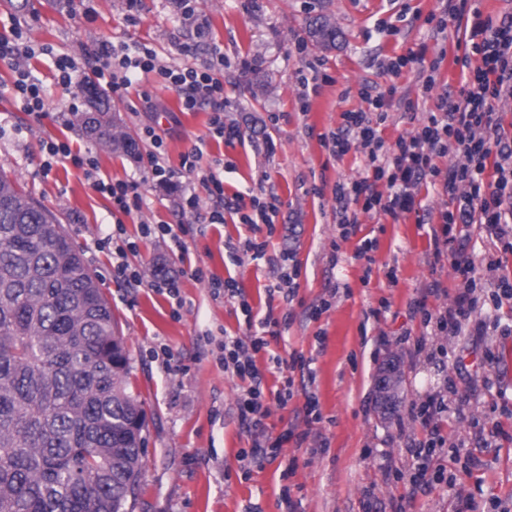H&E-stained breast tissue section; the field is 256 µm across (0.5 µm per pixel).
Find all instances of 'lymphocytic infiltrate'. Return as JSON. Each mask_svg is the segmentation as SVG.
<instances>
[{
    "label": "lymphocytic infiltrate",
    "instance_id": "f902f5d3",
    "mask_svg": "<svg viewBox=\"0 0 512 512\" xmlns=\"http://www.w3.org/2000/svg\"><path fill=\"white\" fill-rule=\"evenodd\" d=\"M467 4L468 0H446L434 26L435 32L441 34L449 20L470 22L464 40L478 55L479 63L463 72L458 92L434 94V74L423 76L421 97L433 99L434 107L423 113L411 132L388 148L379 135L380 127L389 118L385 96L374 93L372 87H363L361 95L368 102V109L343 112L341 125L324 139L332 156H344L356 143L368 159L362 178L337 182L333 188L340 207L337 222L340 239H347L357 224L356 215L347 209L348 203L360 204L362 212L396 220L412 213L421 214L423 206L417 193L420 186L438 185L448 195L451 206L441 211L437 225L431 228V238L434 246L447 248L451 266L461 280L460 288L448 308L423 314L425 326L448 334L454 332L460 319L473 309L472 293L476 286L472 262L451 247L452 230L484 224L512 248V136L505 131L493 107L496 101L512 99V13L485 17L480 11H468ZM53 51L49 44L32 49L23 29L17 25L0 32V63L7 64L15 73L14 102L21 111L37 120L47 115L45 96L24 60L35 52L54 55ZM90 57L98 81L103 82L113 96L124 98L139 74L152 73L162 85L178 93L182 111L210 107L211 137L227 141L240 138L236 127L224 123L223 53H216L210 66L196 68L167 63L144 44L119 47L103 42L92 50ZM140 138L148 146L146 159L153 179L166 184L175 173L181 172L208 185L217 202L210 221L223 223L225 163L216 158L208 169L199 168L205 140L196 139L183 154L179 169L175 170L166 162L163 134L148 125L142 128ZM451 145L456 146L463 160L447 169H439L433 158ZM41 150L43 172H50L60 163H71L83 169L87 178L92 179L95 190L107 195L116 211L129 215L141 209V182L101 178L97 158L92 152L73 151L69 142L51 136L42 140ZM266 345V339L261 336H228L223 343L225 371L248 383L239 397L240 417L248 429L255 431L264 430L271 404L286 406L293 395L292 386L287 383L277 389L273 397H266L263 373L254 359ZM443 409V400L436 393L428 394L424 401L412 406L413 418L427 432L426 441L414 450L416 457H432L435 449L442 447L435 416Z\"/></svg>",
    "mask_w": 512,
    "mask_h": 512
}]
</instances>
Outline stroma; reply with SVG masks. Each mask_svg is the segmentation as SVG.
<instances>
[{"label": "stroma", "instance_id": "35a3bbf8", "mask_svg": "<svg viewBox=\"0 0 512 512\" xmlns=\"http://www.w3.org/2000/svg\"><path fill=\"white\" fill-rule=\"evenodd\" d=\"M15 2L0 0V21L15 20L31 44L74 57L80 81L92 74L87 52L102 41L145 44L166 62L197 68L220 48L224 120L239 129L240 139L209 138V108L181 111L177 93L151 73L141 75L126 98L112 99L113 113L135 138L146 124L166 130L172 169L202 136L206 158L232 163L224 172L226 196L247 200L271 190L283 202L273 236L255 234L267 243L263 258L225 249V242L252 234L230 210L223 223H210L214 202L204 186L196 188L199 209L182 214L181 183H156L139 160L101 150L81 126L56 120L74 92L57 83L50 59L31 62L49 112L39 122L17 108L12 71L0 64V167L59 218L96 276L131 357L130 386L145 403L133 512H282L286 489L295 512H468L471 497L512 512V302L497 306L490 299L500 278H512V252L486 225H470L459 245L475 264V307L453 334L425 328L420 308L445 309L458 288L447 256L436 255L430 239L429 225L448 197L420 190L429 224L412 214L394 220L362 213L354 234L338 240L333 188L336 181L360 178L365 158L356 150L332 157L319 139L338 127L342 112L362 108V85L389 96V118L380 128L389 146L414 127L406 102L420 113L429 108L418 92L421 71L438 66L439 90H459L462 30L452 19L436 37L429 21L442 11L441 0H193L189 15L180 0H28L22 11ZM320 13L341 32L330 50L307 39L306 22ZM412 52L421 60L400 75L384 73L386 59ZM312 76L319 88L307 97L303 83ZM48 135L94 151L102 178L140 180L141 212L121 215L72 165L42 174L40 140ZM161 222L192 225L185 254L145 233V224ZM119 228L137 245L127 258L131 268L165 266L178 282V297L146 281L113 278L105 241ZM365 237L377 241L370 266L355 257ZM284 253L300 266L289 303L266 291ZM198 267L204 279L193 277ZM229 278L254 319L270 314L279 322L277 337L256 356L266 390L283 384L273 356L297 354L310 364V375L293 373L295 394L287 407L272 406L265 421L271 436L291 429L307 438L284 443L271 461H243L251 446L239 418L244 384L219 363V340L248 333L239 299L215 295L210 286ZM434 282L436 294L428 291ZM325 299L326 309L320 306ZM380 336L387 340L381 347ZM394 357L401 368L399 403L388 413L376 379ZM309 391L323 415L310 427L303 421ZM429 393L443 395L448 405L438 417L445 446L430 462L446 481L415 493L408 483L418 466L412 449L426 432L410 407ZM494 420L501 432L493 439L488 429Z\"/></svg>", "mask_w": 512, "mask_h": 512}]
</instances>
